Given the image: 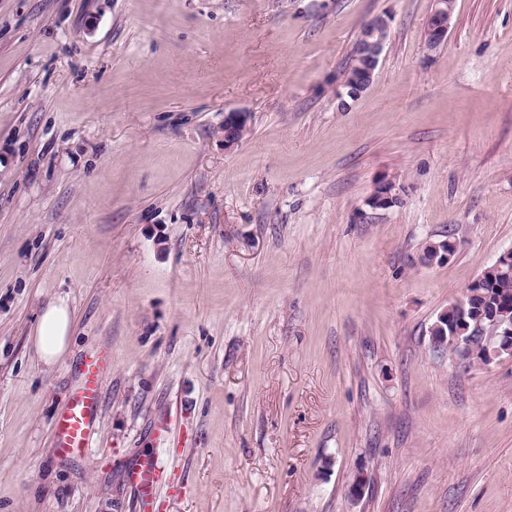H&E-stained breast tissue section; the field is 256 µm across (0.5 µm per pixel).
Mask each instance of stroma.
I'll return each instance as SVG.
<instances>
[{
    "label": "stroma",
    "instance_id": "obj_1",
    "mask_svg": "<svg viewBox=\"0 0 512 512\" xmlns=\"http://www.w3.org/2000/svg\"><path fill=\"white\" fill-rule=\"evenodd\" d=\"M435 7L0 0V512H512V359L429 335L512 249V0H454L431 51ZM395 177L404 203L371 209ZM95 352L91 446L56 457ZM437 7L427 21V29L430 39L427 43L429 49L441 45L448 37L449 14L452 7L451 0H437ZM358 40L357 47L352 59V63L344 72L343 89L349 98L357 97L359 91V82L362 76L366 73L367 68L370 67V58L366 56V51H362ZM454 246V244H451L448 249V240L429 242L424 248L423 262L429 266L447 263L453 256L452 250ZM72 314L66 300L49 303L43 310L34 344L45 365L55 364L66 352L72 333Z\"/></svg>",
    "mask_w": 512,
    "mask_h": 512
}]
</instances>
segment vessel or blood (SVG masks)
<instances>
[{
	"label": "vessel or blood",
	"mask_w": 512,
	"mask_h": 512,
	"mask_svg": "<svg viewBox=\"0 0 512 512\" xmlns=\"http://www.w3.org/2000/svg\"><path fill=\"white\" fill-rule=\"evenodd\" d=\"M100 358L92 357L84 365V383L54 423V452L67 456L89 448L99 396Z\"/></svg>",
	"instance_id": "vessel-or-blood-1"
}]
</instances>
